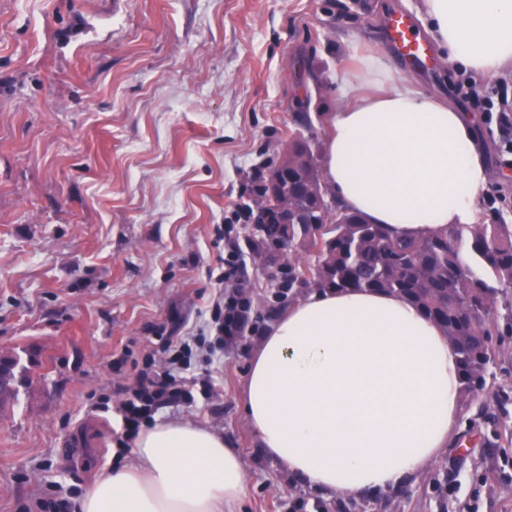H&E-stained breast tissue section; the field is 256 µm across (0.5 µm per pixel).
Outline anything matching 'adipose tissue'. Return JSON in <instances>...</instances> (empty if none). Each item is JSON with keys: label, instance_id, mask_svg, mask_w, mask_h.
Masks as SVG:
<instances>
[{"label": "adipose tissue", "instance_id": "obj_1", "mask_svg": "<svg viewBox=\"0 0 512 512\" xmlns=\"http://www.w3.org/2000/svg\"><path fill=\"white\" fill-rule=\"evenodd\" d=\"M424 13L449 62L486 76L512 68V0H424ZM336 80L322 167L343 208L410 237L482 222L489 173L467 113L391 76L377 55ZM243 408L264 455L302 485L382 494L452 443L457 356L397 295L314 293L254 349ZM133 448V464L96 478L76 512H235L246 494L239 454L199 424L155 422Z\"/></svg>", "mask_w": 512, "mask_h": 512}]
</instances>
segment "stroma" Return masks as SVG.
I'll return each instance as SVG.
<instances>
[{"label":"stroma","instance_id":"stroma-1","mask_svg":"<svg viewBox=\"0 0 512 512\" xmlns=\"http://www.w3.org/2000/svg\"><path fill=\"white\" fill-rule=\"evenodd\" d=\"M398 10L422 18V0H0V358L23 369L0 406V512L51 483L82 496L92 473L132 462L112 448L133 369L111 363L166 336L212 335L229 238L246 266L245 342L186 370L210 372L213 395L157 416L205 426L240 454L238 512H340L345 496L304 487L245 421L242 385L284 262H258L251 221L230 217L298 133L295 113L313 114L323 154L337 72L376 54L472 114L512 219V154L487 98L512 91V69L479 76L438 48L427 70L403 68L384 44ZM498 364L456 446L354 512H512V339ZM104 398L109 411L95 410Z\"/></svg>","mask_w":512,"mask_h":512}]
</instances>
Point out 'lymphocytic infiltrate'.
Returning <instances> with one entry per match:
<instances>
[{
  "label": "lymphocytic infiltrate",
  "instance_id": "obj_1",
  "mask_svg": "<svg viewBox=\"0 0 512 512\" xmlns=\"http://www.w3.org/2000/svg\"><path fill=\"white\" fill-rule=\"evenodd\" d=\"M223 261L219 281L224 286V302L213 316L215 340L203 336H171L163 348V362H156L151 354L145 357L132 383L125 386V397L118 407L124 423V432L118 439L120 448H128L140 429L153 423L160 408L193 401L194 391L186 388L181 373L190 366L195 350H203L207 357H214L223 349L225 341L240 335L247 324L250 305L241 290L243 259L239 251L231 247Z\"/></svg>",
  "mask_w": 512,
  "mask_h": 512
}]
</instances>
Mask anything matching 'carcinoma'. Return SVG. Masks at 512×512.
<instances>
[{
    "label": "carcinoma",
    "mask_w": 512,
    "mask_h": 512,
    "mask_svg": "<svg viewBox=\"0 0 512 512\" xmlns=\"http://www.w3.org/2000/svg\"><path fill=\"white\" fill-rule=\"evenodd\" d=\"M302 224H257L259 244L302 249L315 263H288V299L309 293H396L437 323L457 353L461 404L487 390L503 337L512 336V224L489 207L480 224H450L438 232L397 238L331 194ZM16 362L0 364V402L14 395Z\"/></svg>",
    "instance_id": "carcinoma-1"
}]
</instances>
